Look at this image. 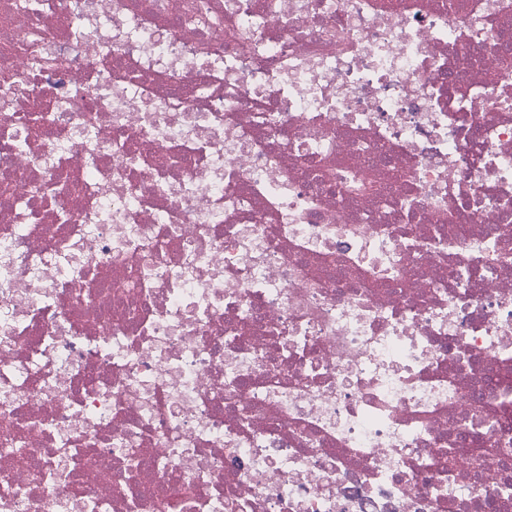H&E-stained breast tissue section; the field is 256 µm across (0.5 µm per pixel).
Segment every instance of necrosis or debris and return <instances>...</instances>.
Returning <instances> with one entry per match:
<instances>
[{"mask_svg": "<svg viewBox=\"0 0 512 512\" xmlns=\"http://www.w3.org/2000/svg\"><path fill=\"white\" fill-rule=\"evenodd\" d=\"M508 36L0 0V512H512Z\"/></svg>", "mask_w": 512, "mask_h": 512, "instance_id": "obj_1", "label": "necrosis or debris"}]
</instances>
